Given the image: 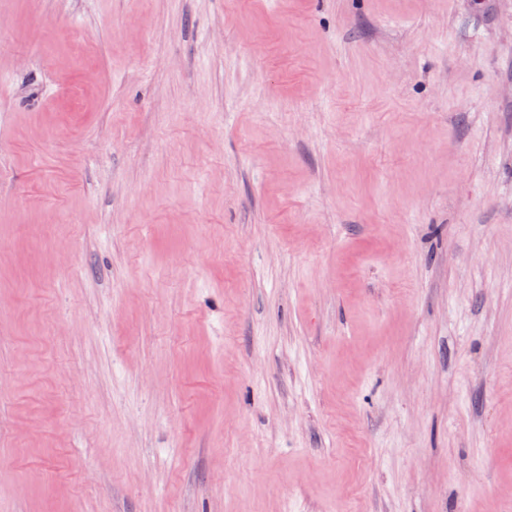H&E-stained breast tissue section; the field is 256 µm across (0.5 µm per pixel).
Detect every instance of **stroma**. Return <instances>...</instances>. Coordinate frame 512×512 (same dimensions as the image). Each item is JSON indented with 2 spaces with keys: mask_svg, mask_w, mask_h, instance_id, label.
<instances>
[{
  "mask_svg": "<svg viewBox=\"0 0 512 512\" xmlns=\"http://www.w3.org/2000/svg\"><path fill=\"white\" fill-rule=\"evenodd\" d=\"M512 0H0V512H505Z\"/></svg>",
  "mask_w": 512,
  "mask_h": 512,
  "instance_id": "obj_1",
  "label": "stroma"
}]
</instances>
